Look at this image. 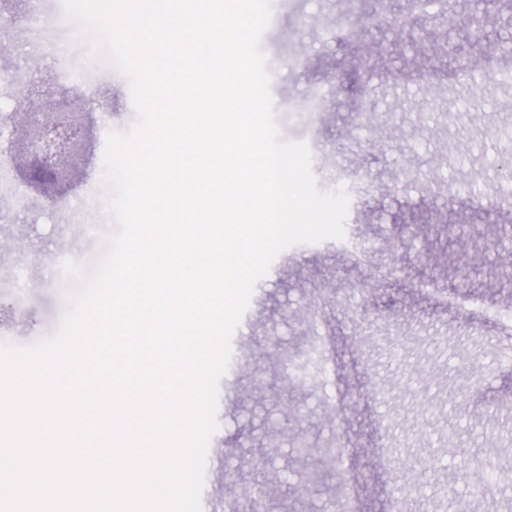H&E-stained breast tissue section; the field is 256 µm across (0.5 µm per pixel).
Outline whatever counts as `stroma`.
Masks as SVG:
<instances>
[{"label": "stroma", "mask_w": 512, "mask_h": 512, "mask_svg": "<svg viewBox=\"0 0 512 512\" xmlns=\"http://www.w3.org/2000/svg\"><path fill=\"white\" fill-rule=\"evenodd\" d=\"M44 22L69 43L83 68L75 87L43 60L32 79L0 84V110L52 80L57 94L105 101L84 114L86 146L69 178L33 180L12 164L22 199L11 231L22 251L0 248V344L52 336L68 303L49 265L78 251L90 274L116 230L86 234L106 209L100 124L128 130L136 120L129 79L85 65L76 22H61L62 0H37ZM458 16L435 19L413 0H277L261 38L273 102L317 99L314 112H280V136L305 142L326 170L356 183L344 222L362 252L326 239L281 251L260 278L231 338L234 359L218 385L205 504L230 512L247 488L271 487L267 512H512V287L503 247L512 240V0H461ZM417 13L428 35L414 47L398 18ZM86 206L73 216L70 204ZM468 231L480 248L466 266L442 254L433 227ZM337 296L309 305L322 283ZM461 295L458 305L448 303ZM323 338L325 357L306 375L283 366ZM287 426L277 444L268 436ZM499 470L484 496L470 494L462 448ZM455 498H448V485Z\"/></svg>", "instance_id": "1"}]
</instances>
